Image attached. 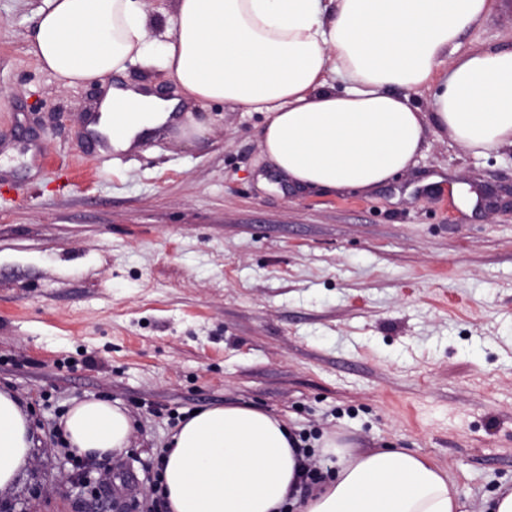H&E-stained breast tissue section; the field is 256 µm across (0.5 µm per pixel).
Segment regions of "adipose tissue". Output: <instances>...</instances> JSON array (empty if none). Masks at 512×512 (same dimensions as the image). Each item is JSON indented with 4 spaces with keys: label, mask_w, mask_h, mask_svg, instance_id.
Returning <instances> with one entry per match:
<instances>
[{
    "label": "adipose tissue",
    "mask_w": 512,
    "mask_h": 512,
    "mask_svg": "<svg viewBox=\"0 0 512 512\" xmlns=\"http://www.w3.org/2000/svg\"><path fill=\"white\" fill-rule=\"evenodd\" d=\"M493 0H177L174 19L139 0H45L28 52L60 86L101 84L92 131L125 152L164 126L199 137L185 105L221 101L265 116L262 151L295 185L371 189L412 167L426 128L461 149L512 148V49L455 55L460 35ZM179 88L115 86L132 63ZM339 84H332L328 72ZM434 88L433 109L411 95ZM66 442L103 457L130 444L132 420L107 399L75 402ZM286 420L248 405L184 417L163 454L168 512H281L307 459ZM316 444L336 469L295 512H466L444 466L398 448L356 451L336 436ZM30 422L0 391V488L29 460Z\"/></svg>",
    "instance_id": "ef3b65f1"
}]
</instances>
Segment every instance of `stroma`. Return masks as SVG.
Wrapping results in <instances>:
<instances>
[{
  "instance_id": "35a3bbf8",
  "label": "stroma",
  "mask_w": 512,
  "mask_h": 512,
  "mask_svg": "<svg viewBox=\"0 0 512 512\" xmlns=\"http://www.w3.org/2000/svg\"><path fill=\"white\" fill-rule=\"evenodd\" d=\"M44 0H0V390L31 463L0 512H168L157 461L180 419L245 404L305 442L403 448L447 467L468 512L512 484V150L427 129L369 192L269 177L261 113L159 129L120 161L80 127L99 89L28 53ZM512 46V0L457 51ZM126 408L127 450L65 443L73 402ZM89 483L78 490L72 480Z\"/></svg>"
}]
</instances>
